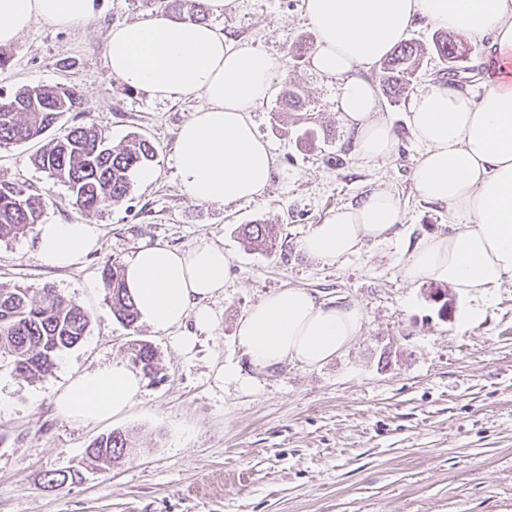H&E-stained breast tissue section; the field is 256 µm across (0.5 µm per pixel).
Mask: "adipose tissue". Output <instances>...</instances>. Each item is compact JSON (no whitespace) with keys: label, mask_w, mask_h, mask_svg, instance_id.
<instances>
[{"label":"adipose tissue","mask_w":512,"mask_h":512,"mask_svg":"<svg viewBox=\"0 0 512 512\" xmlns=\"http://www.w3.org/2000/svg\"><path fill=\"white\" fill-rule=\"evenodd\" d=\"M100 0H0V46L34 20L70 27L93 21ZM317 33L311 67L338 82L336 109L355 134L362 164L389 157L396 146L380 114L369 78L406 38L418 18L433 26L487 40L497 70L476 89L445 82L415 94L408 128L420 146L412 182L427 203L447 209L452 233L417 240L401 265L407 281L448 285L460 295L486 297L512 277V0H305ZM113 77L153 97L196 102L177 134L176 154L186 193L210 203L263 198L276 159L251 118L273 91L278 62L251 44L230 43L206 23L159 15L114 26L106 43ZM403 221L392 191H372L338 209L299 242L321 265L336 266L366 242H385ZM39 257L66 268L95 250L94 224H41ZM231 259L202 238L183 250L162 244L139 248L124 278L141 318L165 331L193 319L196 334L178 337L191 352L198 333L217 325L208 299L223 291ZM365 314L354 304L325 301L312 290L288 287L250 308L237 338L255 369L293 361L322 366L361 333ZM143 392L139 372L122 361L73 377L56 396L60 414L86 423L128 410Z\"/></svg>","instance_id":"1"}]
</instances>
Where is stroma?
<instances>
[{
	"instance_id": "stroma-1",
	"label": "stroma",
	"mask_w": 512,
	"mask_h": 512,
	"mask_svg": "<svg viewBox=\"0 0 512 512\" xmlns=\"http://www.w3.org/2000/svg\"><path fill=\"white\" fill-rule=\"evenodd\" d=\"M162 11L160 0H104L90 23L61 28L37 20L0 48V92L75 86L86 122L111 144L136 132L158 150L153 180L133 179L123 206L81 213L67 187L32 163L36 143L0 145V182L48 195L43 222L100 231L98 249L67 269L41 262L36 232L0 240V284L34 294L52 286L91 315L83 341L46 377L27 381L0 366V512H512V279L476 304L453 297L447 310L434 296L435 283L404 279L409 245L448 230L447 211L422 201L413 187L419 152L407 128L410 96L381 102L395 152L359 164L335 109V79L291 54L317 40L304 0H232L208 24L280 64L269 100L252 113L276 168L261 200H195L184 190L175 152L195 102L130 89L106 64L113 26ZM290 89L300 93L303 109L280 110ZM382 187L401 199L396 238L365 244L336 267L299 250L315 225ZM244 224L277 225L282 249H247L239 235ZM201 237L230 254L231 269L223 292L209 301L217 326L193 352L176 343L194 332L193 321L158 331L115 319L105 301L104 266L123 267L142 245L184 249ZM287 287L357 303L366 315L361 337L316 369L244 366L250 387L218 381L220 365L242 364L239 320ZM474 305L479 316H468ZM136 340L155 348L158 374L145 378L127 412L91 423L57 412L55 397L72 377L128 361ZM115 429L136 442L130 460L85 472L75 484L47 485V471L77 466L85 448Z\"/></svg>"
}]
</instances>
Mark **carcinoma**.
<instances>
[{
  "mask_svg": "<svg viewBox=\"0 0 512 512\" xmlns=\"http://www.w3.org/2000/svg\"><path fill=\"white\" fill-rule=\"evenodd\" d=\"M167 13L188 17L194 22L207 18L203 0H167ZM432 52L448 74V81L458 72V63L470 48L446 31L432 36ZM423 54L414 39L402 42L380 62L379 83L388 97L399 99L416 77ZM81 95L76 88L35 86L0 98V144H19L42 136L69 112L82 115ZM155 145L146 137L133 134L122 144L110 146L94 126L79 123L61 138L44 144L34 157V164L48 177L64 184L72 203L82 212L122 204L131 187V174L153 161ZM47 206L46 197L30 193L12 183H0V239L13 238L40 223ZM243 242L251 249L275 252L282 247L273 224H246ZM106 300L114 317L125 326L134 325L138 309L128 295L124 279L117 270L102 271ZM90 314L81 305L65 299L54 289H41L39 295L21 286L0 285V363L5 362L23 379L44 377L52 372L59 355L77 346L87 333ZM155 349L140 341L130 347V360L146 375L155 373ZM132 448L129 435L114 430L95 440L85 449L86 461L102 471L125 458ZM50 486H62L81 479V472L49 471Z\"/></svg>",
  "mask_w": 512,
  "mask_h": 512,
  "instance_id": "carcinoma-1",
  "label": "carcinoma"
}]
</instances>
